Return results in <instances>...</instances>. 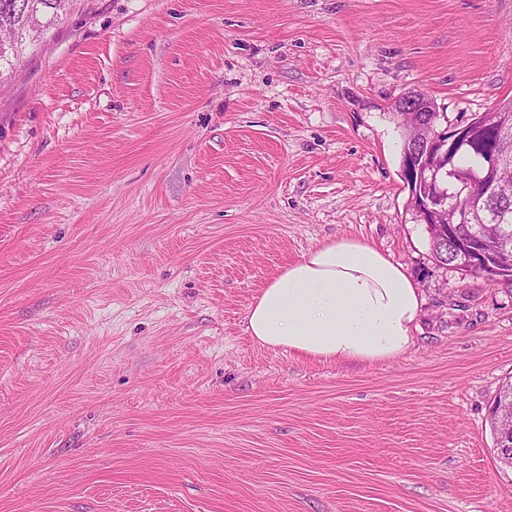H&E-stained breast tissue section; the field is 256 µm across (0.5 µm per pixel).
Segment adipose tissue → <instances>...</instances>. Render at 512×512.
Wrapping results in <instances>:
<instances>
[{"label": "adipose tissue", "mask_w": 512, "mask_h": 512, "mask_svg": "<svg viewBox=\"0 0 512 512\" xmlns=\"http://www.w3.org/2000/svg\"><path fill=\"white\" fill-rule=\"evenodd\" d=\"M423 306L402 265L365 241L334 238L261 290L249 307L247 330L272 349L374 363L413 346Z\"/></svg>", "instance_id": "1"}]
</instances>
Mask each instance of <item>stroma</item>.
Instances as JSON below:
<instances>
[{
	"mask_svg": "<svg viewBox=\"0 0 512 512\" xmlns=\"http://www.w3.org/2000/svg\"><path fill=\"white\" fill-rule=\"evenodd\" d=\"M512 99V0H77L0 88V512H512V279L439 265L395 103ZM426 303L374 364L256 343L330 238Z\"/></svg>",
	"mask_w": 512,
	"mask_h": 512,
	"instance_id": "35a3bbf8",
	"label": "stroma"
}]
</instances>
